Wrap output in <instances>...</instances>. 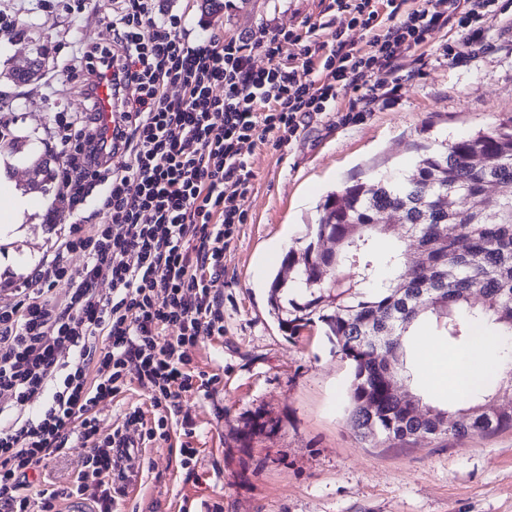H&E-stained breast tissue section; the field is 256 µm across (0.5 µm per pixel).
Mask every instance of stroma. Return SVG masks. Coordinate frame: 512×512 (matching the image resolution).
Listing matches in <instances>:
<instances>
[{
  "label": "stroma",
  "mask_w": 512,
  "mask_h": 512,
  "mask_svg": "<svg viewBox=\"0 0 512 512\" xmlns=\"http://www.w3.org/2000/svg\"><path fill=\"white\" fill-rule=\"evenodd\" d=\"M190 29L206 25L230 37L265 25L297 28L322 19L320 0H233L207 12L203 0H171ZM112 0L72 16L44 17L36 0H0V133L25 138L22 154L0 148L15 190L37 210L0 232V279L29 274L53 254L72 220L53 178L60 158L49 133L62 107L81 111L77 79L64 72L79 45L112 44ZM487 38L466 44L458 31L433 34L405 53L395 95L356 121L347 114L360 91L340 92L335 108L304 117L288 143L257 145L249 157L252 190L240 201L245 221L224 252L215 287L224 301V333L192 350L195 369L219 382L187 395L168 439L142 448V470L121 512H512V431L462 440L415 438L391 446L358 440L346 423L351 377L321 326L292 336L269 312L268 281L289 247L315 223L333 191L372 183L394 169L413 171L420 156L452 140L512 121V0H499ZM42 52L40 77L24 89L9 79ZM48 161L41 188L30 184L35 160ZM139 384L100 403L104 433L125 429L133 408L149 409ZM199 449L198 478L177 446Z\"/></svg>",
  "instance_id": "obj_1"
}]
</instances>
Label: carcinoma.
<instances>
[{"mask_svg":"<svg viewBox=\"0 0 512 512\" xmlns=\"http://www.w3.org/2000/svg\"><path fill=\"white\" fill-rule=\"evenodd\" d=\"M497 185H512V124L452 142L410 176L327 196L318 223L286 253L294 276L270 282L271 313L291 336L318 321L336 338L353 369L347 422L357 438L384 444L512 430V404L498 398L512 390L511 368L470 384L465 405L450 412L415 393L409 347L412 330L430 318L458 355L479 339H512V195H492ZM393 211L405 234L378 258V242L395 232L380 217ZM379 358L392 360L390 373L378 372ZM408 390L415 412L400 400Z\"/></svg>","mask_w":512,"mask_h":512,"instance_id":"1","label":"carcinoma"}]
</instances>
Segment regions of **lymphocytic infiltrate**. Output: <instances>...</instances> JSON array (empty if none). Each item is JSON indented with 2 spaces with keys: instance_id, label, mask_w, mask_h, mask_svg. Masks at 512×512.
<instances>
[{
  "instance_id": "f902f5d3",
  "label": "lymphocytic infiltrate",
  "mask_w": 512,
  "mask_h": 512,
  "mask_svg": "<svg viewBox=\"0 0 512 512\" xmlns=\"http://www.w3.org/2000/svg\"><path fill=\"white\" fill-rule=\"evenodd\" d=\"M328 0L319 27L272 28L223 38L192 36L182 13L160 0H113L114 50L81 68L86 111H59L52 139L61 163L59 197L74 220L52 258L14 284L0 303V504L7 512H66L74 498L113 512L118 433L100 435L96 409L149 383L159 414L141 442L168 438L169 412L209 386L190 348L224 333V302L213 289L224 251L243 223L238 201L253 187L247 157L284 143L304 116L340 91L398 83L402 52L455 29L487 33L498 0ZM370 31L359 47L335 16ZM330 30L323 42L319 30ZM291 54H284V47ZM262 50L268 67L252 63ZM112 79V136L96 122V79ZM136 85L126 102L122 92ZM125 161L113 166V155ZM94 204L97 224L78 213ZM86 262L72 271L71 252ZM109 282L102 291L100 282ZM67 285L65 299L54 290ZM175 337H167L169 328ZM83 457L67 485L44 487L48 461L72 448Z\"/></svg>"
}]
</instances>
